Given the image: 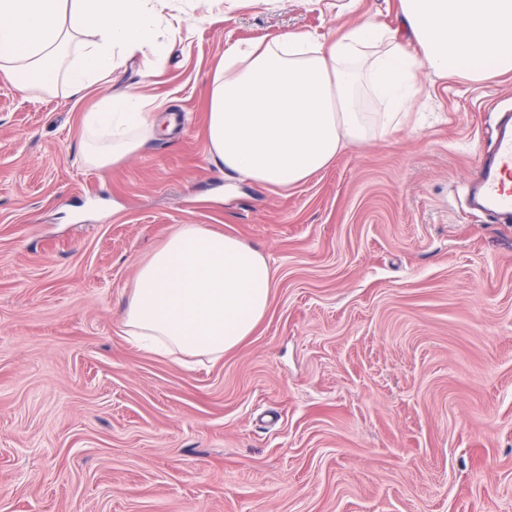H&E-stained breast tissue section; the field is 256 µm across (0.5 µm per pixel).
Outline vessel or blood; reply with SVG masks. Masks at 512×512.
<instances>
[{"label": "vessel or blood", "mask_w": 512, "mask_h": 512, "mask_svg": "<svg viewBox=\"0 0 512 512\" xmlns=\"http://www.w3.org/2000/svg\"><path fill=\"white\" fill-rule=\"evenodd\" d=\"M474 205L496 214H512V116L502 122L492 160L484 162L472 188Z\"/></svg>", "instance_id": "1"}]
</instances>
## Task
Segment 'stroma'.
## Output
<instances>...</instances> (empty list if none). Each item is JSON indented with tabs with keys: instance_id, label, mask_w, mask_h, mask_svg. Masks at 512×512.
Segmentation results:
<instances>
[{
	"instance_id": "obj_1",
	"label": "stroma",
	"mask_w": 512,
	"mask_h": 512,
	"mask_svg": "<svg viewBox=\"0 0 512 512\" xmlns=\"http://www.w3.org/2000/svg\"><path fill=\"white\" fill-rule=\"evenodd\" d=\"M172 0L162 57L81 99L0 75V512H512V222L468 200L512 73L419 77L427 117L286 190L208 154L232 45L329 39L397 0ZM137 90L152 135L104 168L82 125ZM265 254L270 307L216 362L122 331L180 225Z\"/></svg>"
}]
</instances>
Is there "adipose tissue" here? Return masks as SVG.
<instances>
[{
	"label": "adipose tissue",
	"mask_w": 512,
	"mask_h": 512,
	"mask_svg": "<svg viewBox=\"0 0 512 512\" xmlns=\"http://www.w3.org/2000/svg\"><path fill=\"white\" fill-rule=\"evenodd\" d=\"M169 0H0V74L17 90L76 96L126 55H163L156 33ZM401 26L368 18L333 40L308 32L236 45L213 79L212 161L226 175L288 188L328 168L371 131L418 110L417 76L481 82L512 72V0H399ZM384 102L363 112L359 93ZM145 101L109 98L84 118L83 159L105 167L135 154ZM267 258L237 237L184 224L138 270L123 319L128 340L168 357L221 359L265 316Z\"/></svg>",
	"instance_id": "1"
}]
</instances>
